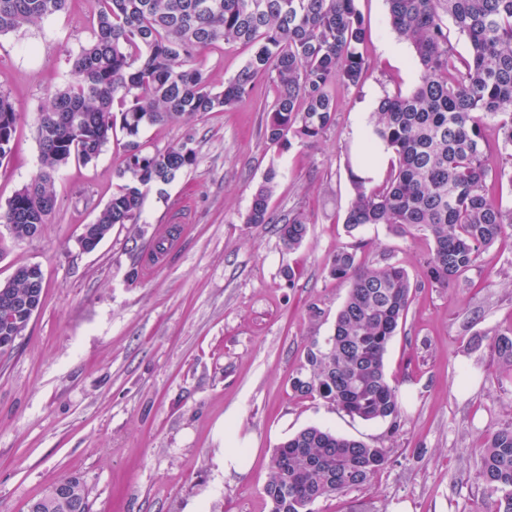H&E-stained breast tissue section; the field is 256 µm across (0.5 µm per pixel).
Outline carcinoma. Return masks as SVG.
Listing matches in <instances>:
<instances>
[{
	"label": "carcinoma",
	"mask_w": 512,
	"mask_h": 512,
	"mask_svg": "<svg viewBox=\"0 0 512 512\" xmlns=\"http://www.w3.org/2000/svg\"><path fill=\"white\" fill-rule=\"evenodd\" d=\"M390 24L411 44L420 68L407 95L379 100L371 135L392 149L390 173L379 184L349 171L354 195L345 224L353 233L386 224L399 234L426 232L434 249L427 282L446 288L477 263L480 253L512 230V209L497 201L484 165V124L497 120L502 149L512 158V0H386ZM71 0H0V34L66 10ZM451 18L471 45L458 58L448 41ZM367 29L356 0H99L93 36L72 64V79L49 93L37 127L40 168L0 208V224L17 240L30 225L48 223L56 201L55 177L70 161L95 160L114 132L124 138L121 183L78 244L97 249L116 224H137L146 191L168 184L193 166L188 137L164 151L149 150L141 132L160 122L234 108L268 78L275 99L265 137L279 149L318 141L336 112L333 85H361L369 71L361 51ZM253 48L242 69L211 87L196 64L198 52L217 43ZM18 114L0 89V158L14 148ZM275 173L252 195L248 224L273 221L269 203ZM308 218L290 212L278 232L288 249L308 234ZM362 243L333 255L328 274L348 283L333 334L308 350L292 378L300 396H319L364 421H397L396 387L385 372L388 344L404 320L413 285L398 266L360 264ZM44 293L38 281L12 276L0 283V356L10 355ZM501 372L512 378V336L494 340ZM476 479L499 494L494 512H512V426L495 431L479 449ZM387 462L384 448L309 426L274 449L265 495L271 512H313L320 498L371 483ZM68 495L48 488L35 512H90L89 491L75 475L59 480Z\"/></svg>",
	"instance_id": "obj_1"
}]
</instances>
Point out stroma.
<instances>
[{"instance_id": "stroma-1", "label": "stroma", "mask_w": 512, "mask_h": 512, "mask_svg": "<svg viewBox=\"0 0 512 512\" xmlns=\"http://www.w3.org/2000/svg\"><path fill=\"white\" fill-rule=\"evenodd\" d=\"M357 7L370 72L359 88L336 89L335 120L317 142L287 150L267 142L264 109L275 92L263 78L230 111L142 131L159 150L193 136L197 163L150 189L140 222L115 225L94 252H82L77 238L119 183L120 136L90 164L59 171L56 205L38 236L18 241L0 225V282L34 263L45 282L16 351L0 357V512H27L66 475L85 481L92 512H270L272 450L311 425L388 451L370 485L318 499L314 512H395L400 504L406 512H491V493L475 478L476 450L512 425V380L499 375L492 347L494 335L512 331V235L434 288L424 277L434 247L425 232L374 224L347 233L346 159L360 152L356 128L366 107L408 94L420 73L410 44L398 57L384 51L398 41L386 0ZM97 10L98 0H75L0 35V89L19 116L14 153L0 160V206L40 167L39 112L50 89L68 81ZM252 53L219 43L198 60L219 89ZM271 171L273 216L310 220L293 251L276 225L245 221ZM182 204L177 248L144 276L156 228ZM357 238L366 242L358 252L364 266H399L414 285L385 355L400 399L395 421L350 417L290 384L308 349L333 333L348 286L328 266ZM228 417L254 451L244 475L224 473Z\"/></svg>"}]
</instances>
